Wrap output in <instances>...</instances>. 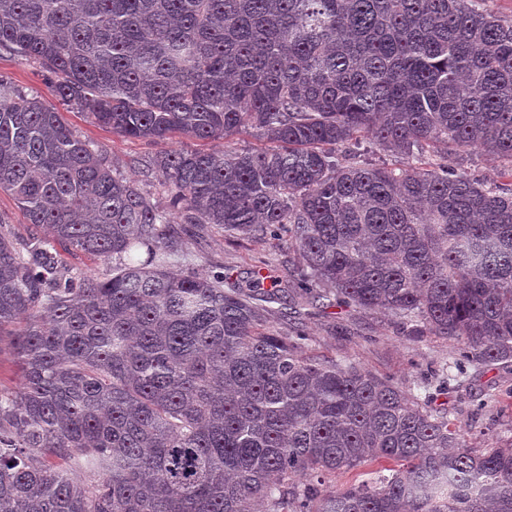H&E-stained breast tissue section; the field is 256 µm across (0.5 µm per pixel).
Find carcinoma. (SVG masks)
<instances>
[{
	"label": "carcinoma",
	"instance_id": "cac0c4a2",
	"mask_svg": "<svg viewBox=\"0 0 512 512\" xmlns=\"http://www.w3.org/2000/svg\"><path fill=\"white\" fill-rule=\"evenodd\" d=\"M134 139L173 149L167 208L113 174L52 103L0 76V512H512V444L476 452L432 398L304 353L303 318L344 304L512 366V191L431 162L501 156L512 178V21L479 0H0V50ZM363 139L396 157L374 166ZM299 256L283 286L167 268L168 214ZM112 262L65 269L57 246ZM283 315L291 336L263 330ZM396 467L347 488L366 462ZM0 230L9 234L13 239L22 240L28 235V226L23 211L16 200L7 193L0 192ZM23 318L17 324L6 326L0 340V389L15 388L20 379V364L13 345L12 332L24 325Z\"/></svg>",
	"mask_w": 512,
	"mask_h": 512
}]
</instances>
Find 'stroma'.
<instances>
[{
    "mask_svg": "<svg viewBox=\"0 0 512 512\" xmlns=\"http://www.w3.org/2000/svg\"><path fill=\"white\" fill-rule=\"evenodd\" d=\"M0 75L28 91L47 93L46 77L38 64L0 52ZM59 112L76 133L98 145L119 170L157 204L167 201V188L153 171L157 154L182 148L203 150L207 144L177 134L171 139L147 142L112 134L86 115L67 107ZM504 159L477 151H452L448 166L488 184L512 187L501 177ZM170 270L211 275H231L233 281L248 280L254 271L265 277L264 286L276 288L297 257L281 241L225 235L216 224H185L171 215L169 224ZM308 355L350 363L373 374L392 379L417 396L433 395L437 406L448 408L452 418L465 428V443L477 451L497 448L512 441V370L469 366L460 385L439 395L435 389L443 367L457 353L458 343L429 333L415 335L393 316L365 313L350 307H331L304 320Z\"/></svg>",
    "mask_w": 512,
    "mask_h": 512,
    "instance_id": "35a3bbf8",
    "label": "stroma"
}]
</instances>
